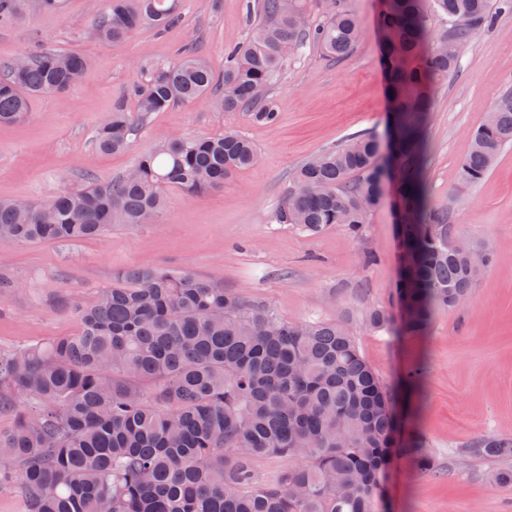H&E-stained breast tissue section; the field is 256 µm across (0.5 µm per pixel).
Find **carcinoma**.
Returning a JSON list of instances; mask_svg holds the SVG:
<instances>
[{
	"label": "carcinoma",
	"instance_id": "cac0c4a2",
	"mask_svg": "<svg viewBox=\"0 0 512 512\" xmlns=\"http://www.w3.org/2000/svg\"><path fill=\"white\" fill-rule=\"evenodd\" d=\"M389 0L377 17L381 65L393 92L388 128L399 170L394 191L408 221L397 293L401 329L424 333L441 307L462 305L493 254L479 242L449 240L448 215L429 207L421 177L423 131L438 83L457 69L459 47L492 27L512 0ZM327 21L308 23L307 0H246V40L224 50V79L184 54L143 62L135 112L120 107L92 136L104 154L125 150L143 119L178 103L207 100L273 126L268 92L307 42L329 56L350 52L360 23L346 0H324ZM445 21L437 36L433 17ZM180 0H108L93 35L120 43L144 26L165 28ZM89 64L78 52L45 51L5 64L0 125L23 120L29 98L76 85ZM512 144V92L470 134L459 170L471 186ZM235 129L208 138L172 137L106 183L65 189L40 201L0 199V244L100 237L116 224H149L166 208L163 188L198 195L220 189L257 163ZM384 144L373 133L327 150L294 173L275 211L279 224L319 234L340 224L358 238L384 197ZM72 336L0 352V480L12 482L27 512H384L382 486L394 448L397 397L336 321L288 322L265 305L203 277L127 267L90 302L73 303ZM374 330L394 329L383 306L366 310ZM472 452L512 458V438L487 435ZM401 451L433 467L418 445ZM264 456L298 463L258 481Z\"/></svg>",
	"mask_w": 512,
	"mask_h": 512
}]
</instances>
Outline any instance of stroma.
Returning a JSON list of instances; mask_svg holds the SVG:
<instances>
[{"label": "stroma", "mask_w": 512, "mask_h": 512, "mask_svg": "<svg viewBox=\"0 0 512 512\" xmlns=\"http://www.w3.org/2000/svg\"><path fill=\"white\" fill-rule=\"evenodd\" d=\"M246 0H181L179 21L149 26L119 45L90 35V0H66L63 14L24 0L0 24V64L45 50L90 58L79 85L31 97L25 121L0 126V198L42 200L67 188L123 175L170 137L219 136L231 126L260 159L224 188L199 197L167 192L168 208L153 223L122 226L99 238L0 246V350L71 336L80 322L70 301L93 300L123 267L189 271L223 284L251 304H266L288 321L343 324L361 355L388 388L421 366L418 396L406 419L431 469L394 455L390 512H512V483H499L501 464L473 455L469 445L488 434L512 435V145L467 190L458 185L469 134L481 115L512 91V12L466 43L461 66L434 93L425 130L424 181L429 204L448 214L451 236L477 238L495 255L467 302L438 310L421 336L377 332L364 321L371 306L398 310L401 246L396 200L385 193L366 218L362 238L340 225L311 235L274 220L296 168L353 135L385 134L389 99L376 28L379 0H347L361 34L343 59L307 45L289 59L269 97L276 126L228 115L206 103L152 113L130 148L104 155L92 145L95 128L116 105L133 107L138 65L170 60L183 49L207 57L224 74L225 47L247 36ZM373 262H365L366 253Z\"/></svg>", "instance_id": "35a3bbf8"}]
</instances>
